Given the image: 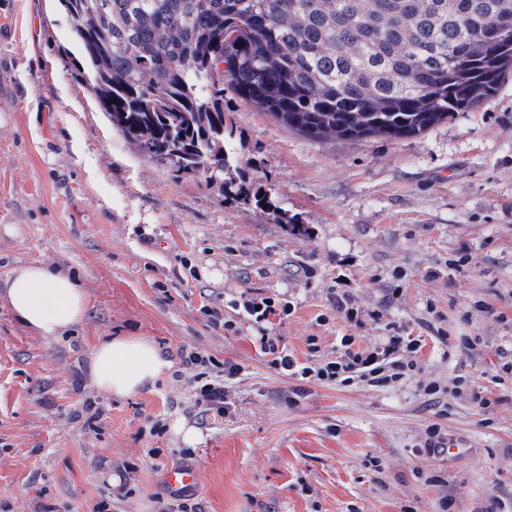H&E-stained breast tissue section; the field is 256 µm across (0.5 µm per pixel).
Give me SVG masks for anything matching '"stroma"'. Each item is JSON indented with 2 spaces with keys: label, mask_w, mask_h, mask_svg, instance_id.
Instances as JSON below:
<instances>
[{
  "label": "stroma",
  "mask_w": 512,
  "mask_h": 512,
  "mask_svg": "<svg viewBox=\"0 0 512 512\" xmlns=\"http://www.w3.org/2000/svg\"><path fill=\"white\" fill-rule=\"evenodd\" d=\"M78 52L56 0H0V283L39 263L89 297L45 339L0 296V512H178L175 464L198 470L202 512H512V384L495 380L512 354V70L409 139H309L225 86L268 209L139 155L75 78ZM250 297L280 308L272 333L301 362L344 336L430 342L389 387L306 383L251 343ZM116 336L166 350V377L95 389L92 353ZM190 350L210 376L238 366L223 409L200 399ZM433 425L457 453L425 450Z\"/></svg>",
  "instance_id": "stroma-1"
}]
</instances>
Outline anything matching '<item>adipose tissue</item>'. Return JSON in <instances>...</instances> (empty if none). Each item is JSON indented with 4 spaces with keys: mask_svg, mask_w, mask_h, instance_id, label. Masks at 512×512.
Returning a JSON list of instances; mask_svg holds the SVG:
<instances>
[{
    "mask_svg": "<svg viewBox=\"0 0 512 512\" xmlns=\"http://www.w3.org/2000/svg\"><path fill=\"white\" fill-rule=\"evenodd\" d=\"M0 292L24 325L47 339L79 324L88 307L85 291L71 276L42 264L17 266ZM171 366L168 355L151 340L124 336L93 352L90 379L106 395L129 398L154 387Z\"/></svg>",
    "mask_w": 512,
    "mask_h": 512,
    "instance_id": "adipose-tissue-1",
    "label": "adipose tissue"
}]
</instances>
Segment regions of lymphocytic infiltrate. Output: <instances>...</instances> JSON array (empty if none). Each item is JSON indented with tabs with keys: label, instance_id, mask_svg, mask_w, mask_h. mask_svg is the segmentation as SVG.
I'll use <instances>...</instances> for the list:
<instances>
[{
	"label": "lymphocytic infiltrate",
	"instance_id": "lymphocytic-infiltrate-1",
	"mask_svg": "<svg viewBox=\"0 0 512 512\" xmlns=\"http://www.w3.org/2000/svg\"><path fill=\"white\" fill-rule=\"evenodd\" d=\"M256 334L252 341L262 354L268 355L274 370L302 381H328L349 384L362 380L372 386L384 387L407 376L415 358L423 349L421 337L387 336L366 348H357L352 336L342 337L335 357L320 362H301L291 354L280 337L269 329L276 310L268 299H249L244 303Z\"/></svg>",
	"mask_w": 512,
	"mask_h": 512
}]
</instances>
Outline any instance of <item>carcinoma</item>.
<instances>
[{"label": "carcinoma", "instance_id": "carcinoma-1", "mask_svg": "<svg viewBox=\"0 0 512 512\" xmlns=\"http://www.w3.org/2000/svg\"><path fill=\"white\" fill-rule=\"evenodd\" d=\"M74 61L145 157L178 156L224 199L252 182L231 142L224 80L316 139L418 135L472 109L512 69L495 37L512 0H58Z\"/></svg>", "mask_w": 512, "mask_h": 512}]
</instances>
